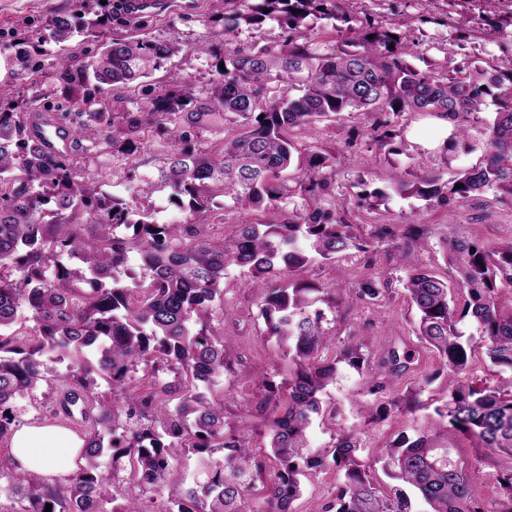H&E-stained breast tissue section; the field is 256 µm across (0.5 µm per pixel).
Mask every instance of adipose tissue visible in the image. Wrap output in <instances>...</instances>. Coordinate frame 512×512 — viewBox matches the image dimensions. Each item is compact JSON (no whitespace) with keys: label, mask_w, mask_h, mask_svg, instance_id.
I'll return each mask as SVG.
<instances>
[{"label":"adipose tissue","mask_w":512,"mask_h":512,"mask_svg":"<svg viewBox=\"0 0 512 512\" xmlns=\"http://www.w3.org/2000/svg\"><path fill=\"white\" fill-rule=\"evenodd\" d=\"M80 446V440L64 428L27 425L13 432L9 461L18 474L51 479L71 468Z\"/></svg>","instance_id":"1"}]
</instances>
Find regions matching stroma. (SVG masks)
Instances as JSON below:
<instances>
[{
	"mask_svg": "<svg viewBox=\"0 0 512 512\" xmlns=\"http://www.w3.org/2000/svg\"><path fill=\"white\" fill-rule=\"evenodd\" d=\"M113 0H0V84L9 86L16 99L29 96L27 81L17 79L10 60L13 45L20 38L32 35L47 26L52 17L78 14L84 5L107 19L113 32L150 34L179 46L167 72L161 78L168 83H193L196 95H204L210 79L205 60L189 55V48L211 43L221 29L212 0H172L170 11L141 16L116 14ZM348 8L360 16H369L383 27L406 30L413 42L411 63L425 68L436 62L451 70L477 61L484 65L512 63V41L483 39L486 29L501 27L512 21V5L507 0H349ZM370 114L347 112L342 124L323 123L313 134H296L303 147L327 149L335 153V190L337 196L352 204L351 220L358 235L380 227L391 228L392 237L386 238L374 255L351 251L332 263H318L302 271V278L326 283L342 284L374 272L388 277L392 290L376 303H352L340 306L328 321L337 342L349 336L363 338L371 351L379 352L393 337L413 336L415 312L404 295L401 278L407 266L398 259L404 245L407 225L422 224L427 229L424 247L416 254L422 265L439 276H451L452 271L443 257L441 245L451 237H478L490 243L512 240V199L497 198L494 192L464 202L445 206H428L423 200L392 193L391 185L397 175L407 171L413 174L431 172L450 177L452 170L475 163L477 154H449L443 145L428 143L433 123L431 115H420L403 122L402 134L408 144L405 154L384 156L371 145L366 135L373 123ZM389 190L390 196L378 208L358 205L361 190ZM214 331L224 332L233 339L231 358L234 374L224 378V409L240 417L244 429L255 424L254 407L263 395L258 382L260 374H275L281 366L280 353L262 335L263 323L258 316L257 291L251 288L239 270H229L224 278V312L212 320ZM435 354H424L415 373L386 384L376 394L368 391L367 376L348 369L328 386L324 395L327 414L317 420L309 433L311 447H330L336 435L353 432L362 447L361 460L372 462V474L380 485L390 480L378 465L379 451L399 434L415 435L425 423V411L399 412L379 424H370L368 416L381 404L404 399L413 389L419 376L440 368ZM52 388H40L34 397L21 398L15 403L19 425L51 422L50 410L67 373L66 363L52 364ZM455 448V456L468 464L471 485L477 497L487 505L498 502L501 489L499 476L512 471V458L497 455L485 449L472 448L465 437L448 442ZM344 474L336 467L302 477V495L293 504V512H322L321 507L336 492Z\"/></svg>",
	"mask_w": 512,
	"mask_h": 512,
	"instance_id": "1",
	"label": "stroma"
}]
</instances>
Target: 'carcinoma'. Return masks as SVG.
Instances as JSON below:
<instances>
[{"label": "carcinoma", "instance_id": "carcinoma-1", "mask_svg": "<svg viewBox=\"0 0 512 512\" xmlns=\"http://www.w3.org/2000/svg\"><path fill=\"white\" fill-rule=\"evenodd\" d=\"M340 2L224 0L218 33L224 52L209 45L189 49L215 60L203 97L188 85L158 90L143 83L178 53L166 40L114 36L91 11L50 21L65 111L41 112L35 96L24 106L0 100V440L17 422L15 400L52 386L51 354L73 359L60 408L90 421L77 469L66 478L49 483L20 476L0 462V512H45L48 504L51 512H105L103 503L118 498L124 505L113 512H146L141 496L165 485L180 454L208 464L218 449L223 462L209 464L206 480L181 487L158 512H293L301 476L330 466L344 468L345 480L323 512H412L402 487L384 490L373 480L358 458L357 436L342 433L328 449L309 445L307 431L323 414L320 396L336 382L340 365L367 373L375 362L391 381L417 361L404 336L374 355L355 336L335 348L324 327V307L375 303L390 281L364 276L323 288L293 277L352 249L368 253L386 232L357 236L348 204L334 190L335 155L303 148L291 132L311 133L345 112H374L383 119L370 140L399 155L406 144L395 142L398 118L446 117L453 126L450 149L479 150V160L446 181L438 173L406 172L391 191L433 206L491 189L512 196V67L418 69L408 60L406 32L340 13ZM309 17L331 22L345 48L314 46ZM268 20L283 31L279 47L239 41L243 29ZM81 37L96 39L98 51L76 63L66 44ZM128 91L140 94L133 110ZM488 99L495 111L486 116ZM37 118L61 126L69 147L52 150ZM205 133L221 136L220 150L201 145ZM149 136L166 139L169 151L161 165L142 172L139 155ZM104 152L129 160L125 180L137 184L141 198L169 188L193 219L160 223L151 208L78 180L82 166ZM293 166L298 180L291 186L283 173ZM295 196L302 203L292 207ZM228 200L260 217L232 225L227 234L215 232L207 214ZM442 249L456 271L451 287L413 256L401 255L418 343L450 375L467 373L478 350L489 366L512 372V306L499 303V294L512 289V241L449 238ZM231 267L260 289L262 335L288 360L280 382L263 379L265 394L255 406L261 433L270 436L263 455L224 412L232 338L211 331L210 319L224 309ZM164 369L176 381L158 379ZM96 375L112 384V401L121 409L93 394ZM422 392H410L407 411L431 408L436 419L415 437L401 434L388 443L384 469L414 490L424 512H489L448 439L463 435L474 448L512 457V390L459 385L445 399L426 401ZM104 454L129 469L121 482L99 475ZM269 468L264 500L253 511L256 482ZM146 470L154 476L148 487L137 480ZM500 482L496 512H512V473Z\"/></svg>", "mask_w": 512, "mask_h": 512}]
</instances>
